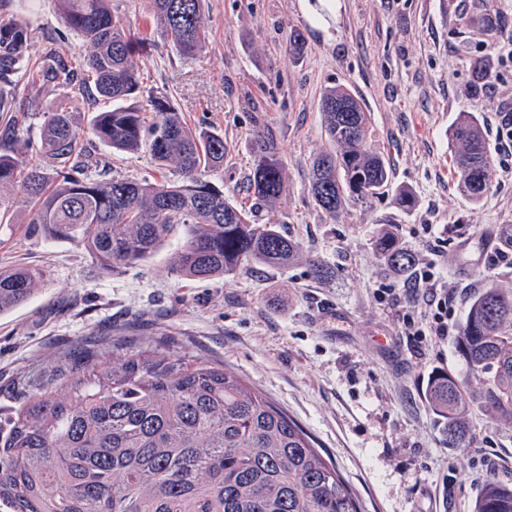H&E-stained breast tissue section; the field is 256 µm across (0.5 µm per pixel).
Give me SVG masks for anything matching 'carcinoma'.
<instances>
[{
	"mask_svg": "<svg viewBox=\"0 0 512 512\" xmlns=\"http://www.w3.org/2000/svg\"><path fill=\"white\" fill-rule=\"evenodd\" d=\"M69 28L90 46L81 72L54 48L25 58L28 34L0 21V81L33 71L31 96L43 118L40 156L29 159L17 135L0 153V190L19 186L23 199L0 193V223L25 211L27 230L84 246L108 271L154 254L175 228L183 244L171 272L187 280L230 278L243 266L289 265L300 245L273 224L229 201L207 174L224 166V137L187 125L168 101H137L136 43L112 14V0H59ZM157 29L185 57L205 48V0H147ZM93 94L111 107L90 132L116 152L146 149L162 180L106 178L86 150L75 114ZM321 120L331 149L310 169V192L329 218L384 193L386 159L369 145L372 116L344 84L327 87ZM457 146L458 186L471 202L489 191L491 154L480 124L464 112L448 132ZM286 183L270 145L256 152L250 174L255 205L276 204ZM376 252L402 272L414 252L381 230ZM36 268H0V315L28 301L41 283ZM469 370L461 383L447 372L429 377L425 393L444 424L448 445L467 448L469 412L512 429V285L491 282L473 298L456 339ZM28 398L8 412L0 436V506L9 512H361L335 463L293 418L234 369L206 357L142 339H99L77 366L25 380ZM473 512H512V485L486 479Z\"/></svg>",
	"mask_w": 512,
	"mask_h": 512,
	"instance_id": "1",
	"label": "carcinoma"
}]
</instances>
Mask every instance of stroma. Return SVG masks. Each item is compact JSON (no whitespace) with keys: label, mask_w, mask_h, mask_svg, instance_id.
<instances>
[{"label":"stroma","mask_w":512,"mask_h":512,"mask_svg":"<svg viewBox=\"0 0 512 512\" xmlns=\"http://www.w3.org/2000/svg\"><path fill=\"white\" fill-rule=\"evenodd\" d=\"M146 0H112L140 38L145 94L167 98L193 127L224 136V166L210 180L226 197L248 201L253 155L273 145L287 189L256 211L328 265L318 277L305 263L252 265L233 278L185 281L169 269L183 242L169 236L150 258L106 271L77 244L0 226V267L40 269L45 280L22 306L0 315V409L26 396L23 373L73 362L82 343L116 336L166 340L242 374L297 421L349 482L364 512H471L487 477L512 483V430L471 415L470 448L450 447L424 397L428 374L444 369L465 380L455 336L429 335L424 306L400 292L403 273L373 246L382 225L395 228L418 260L428 247L422 227L447 226L437 258L444 285L463 318L488 282L512 285V268L491 267L489 233L512 227V149L501 138L512 124V54L490 46L512 38V0H209L208 43L181 57L155 27ZM0 17L32 36L30 54L52 45L69 65L87 51L58 0H0ZM304 52H288L291 29ZM490 62L475 82L474 59ZM351 86L373 116L372 147L387 160L392 190L329 218L309 192L310 162L328 149L319 112L325 87ZM7 92L17 112H0V145L18 129L31 151L42 117L28 78ZM99 104L83 105L76 127L106 175L152 178L148 151L115 153L89 132ZM473 113L493 157L492 186L479 203L457 188L448 129ZM409 189L403 209L398 189ZM396 286L379 299L377 284ZM411 315L426 336L403 335Z\"/></svg>","instance_id":"1"}]
</instances>
